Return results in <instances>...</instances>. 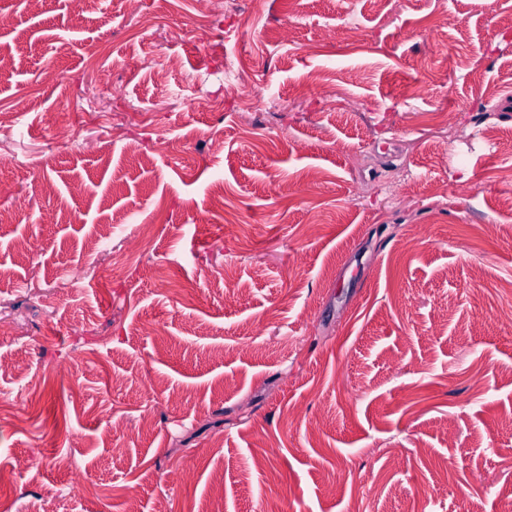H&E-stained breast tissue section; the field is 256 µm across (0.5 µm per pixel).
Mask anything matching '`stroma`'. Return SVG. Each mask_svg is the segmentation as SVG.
Returning <instances> with one entry per match:
<instances>
[{
	"instance_id": "stroma-1",
	"label": "stroma",
	"mask_w": 512,
	"mask_h": 512,
	"mask_svg": "<svg viewBox=\"0 0 512 512\" xmlns=\"http://www.w3.org/2000/svg\"><path fill=\"white\" fill-rule=\"evenodd\" d=\"M0 16V512H512V0Z\"/></svg>"
}]
</instances>
